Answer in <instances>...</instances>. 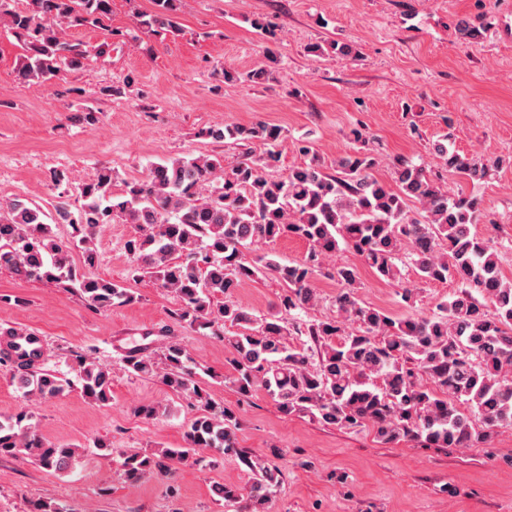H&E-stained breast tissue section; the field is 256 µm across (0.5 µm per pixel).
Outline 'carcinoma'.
<instances>
[{
	"label": "carcinoma",
	"mask_w": 512,
	"mask_h": 512,
	"mask_svg": "<svg viewBox=\"0 0 512 512\" xmlns=\"http://www.w3.org/2000/svg\"><path fill=\"white\" fill-rule=\"evenodd\" d=\"M180 2L153 0L152 11L136 13L138 29L147 36L179 34ZM111 14L112 0H0V27L22 44L17 70L25 83L82 69L91 50L63 39L61 28H104ZM211 136L246 145L259 141L265 151H248L228 168L219 154L162 159L145 179L124 182L118 194L112 171L102 169L75 189L76 209L65 194L52 213L20 198H1L0 269L75 292L97 310L127 305L134 294L94 272L97 255L90 247L98 229L117 216L133 226L126 249L134 271L179 299L180 322L241 328L224 337L229 382L241 395L264 391L287 415L340 428L364 425L383 445L407 440L423 448H474L485 445L494 429L512 426V282L501 275L493 239L472 231L481 218L480 199L451 194L439 177L405 159L395 164L392 188L372 175L378 157L363 148L360 135L362 147L339 158L336 173L313 158L278 178L265 173L278 161V129L233 125ZM433 152L444 168L472 181L487 175V166L459 153L446 135L433 143ZM408 200L420 205L424 220L409 216ZM58 224L72 225V244L57 237ZM285 236L307 242L302 259L247 257L251 246ZM73 245L82 249L80 265L73 261ZM343 247L382 281L400 282L402 268L410 266L425 281L455 277L463 288L431 316L394 317L360 301L356 267L324 268V260ZM269 274L283 293L275 310L259 319L233 297L242 284ZM321 274L338 285L336 317L302 322L300 314L317 302L312 281ZM292 333L307 337L309 345L289 344ZM43 359L33 334L0 328V365L23 397L56 399L78 383L92 403L112 401V374L94 358L70 353L75 382L43 368ZM125 363L197 407L185 446L123 454L125 481H145L214 448L253 473L246 489L216 486L224 503L238 512H269L279 471L238 448L235 413L195 379L187 349L171 340L159 353L135 349ZM465 406L481 426L472 424ZM31 419L24 409L0 416V455L21 453L46 469L68 472L76 449L46 441Z\"/></svg>",
	"instance_id": "obj_1"
}]
</instances>
